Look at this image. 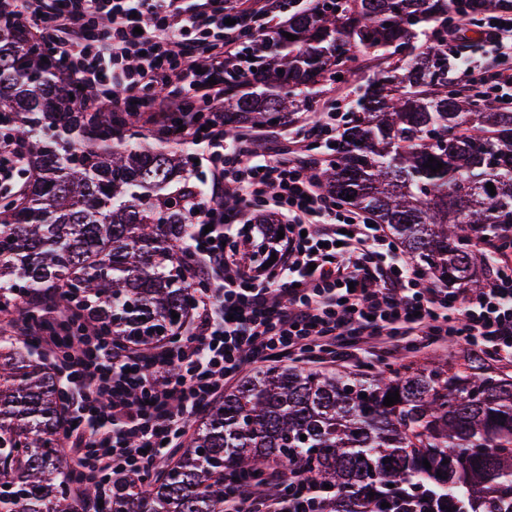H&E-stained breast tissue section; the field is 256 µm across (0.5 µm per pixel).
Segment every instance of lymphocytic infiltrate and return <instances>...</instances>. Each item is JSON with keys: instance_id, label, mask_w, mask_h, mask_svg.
Masks as SVG:
<instances>
[{"instance_id": "f902f5d3", "label": "lymphocytic infiltrate", "mask_w": 512, "mask_h": 512, "mask_svg": "<svg viewBox=\"0 0 512 512\" xmlns=\"http://www.w3.org/2000/svg\"><path fill=\"white\" fill-rule=\"evenodd\" d=\"M29 38L46 39L66 78L94 88L98 111L136 110L143 123L185 144L206 145L211 187L204 191L182 248L192 259L193 313L184 339L145 350L84 326L80 311L52 307L30 320L32 299L0 305V333L31 322L35 344L57 358L59 398L69 413L63 444L73 469L133 478L165 462L192 420L246 367L264 362L367 365L457 343L464 353L512 363V258L488 257L484 288L431 287L383 225L345 209L317 171L335 158V114L311 121L288 149L248 148L251 136H224V57L243 31L265 34L278 0H9ZM473 23L451 21L448 54L458 81L493 103H512V73L467 61L460 36ZM210 65L198 71L197 60ZM179 91L159 96L162 79ZM179 124H172V117ZM234 186L238 206L223 203ZM273 205L286 238L253 228L254 251L272 264L247 276L224 246L242 223V205ZM317 489L281 469L254 478L224 471V512H317Z\"/></svg>"}]
</instances>
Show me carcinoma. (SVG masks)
I'll return each instance as SVG.
<instances>
[{
	"instance_id": "cac0c4a2",
	"label": "carcinoma",
	"mask_w": 512,
	"mask_h": 512,
	"mask_svg": "<svg viewBox=\"0 0 512 512\" xmlns=\"http://www.w3.org/2000/svg\"><path fill=\"white\" fill-rule=\"evenodd\" d=\"M506 11L512 0H317L224 57V134L316 111L315 89L345 75L347 48L373 54L361 115L318 178L389 225L434 286L477 288L479 246L512 227V111L448 88L442 34L461 14ZM16 28L0 0V126L32 160L0 207V299L53 290L124 344L165 339L192 306V157L139 141L129 113L86 111L93 91L66 85ZM414 39L408 60L380 54ZM30 340L0 339V512H74L55 377L22 351ZM390 391L400 401L385 406ZM272 462L323 490L322 512H512V377L477 358L360 376L261 368L165 474L115 480L109 512H224V469Z\"/></svg>"
}]
</instances>
